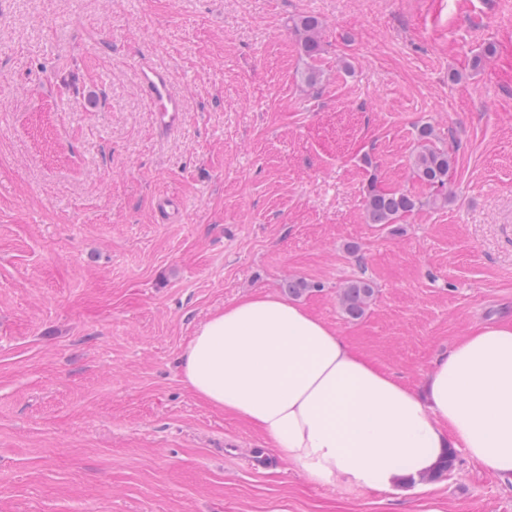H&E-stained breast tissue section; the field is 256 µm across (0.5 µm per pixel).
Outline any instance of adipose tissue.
Segmentation results:
<instances>
[{"instance_id": "ef3b65f1", "label": "adipose tissue", "mask_w": 512, "mask_h": 512, "mask_svg": "<svg viewBox=\"0 0 512 512\" xmlns=\"http://www.w3.org/2000/svg\"><path fill=\"white\" fill-rule=\"evenodd\" d=\"M181 367L197 397L259 428L312 482L388 490L452 449L512 479V325L473 327L418 392L297 303L253 295L199 325Z\"/></svg>"}]
</instances>
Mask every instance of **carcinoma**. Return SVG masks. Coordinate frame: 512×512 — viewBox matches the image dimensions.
I'll list each match as a JSON object with an SVG mask.
<instances>
[{
    "label": "carcinoma",
    "mask_w": 512,
    "mask_h": 512,
    "mask_svg": "<svg viewBox=\"0 0 512 512\" xmlns=\"http://www.w3.org/2000/svg\"><path fill=\"white\" fill-rule=\"evenodd\" d=\"M294 29L300 36V46L310 64L304 73V81L314 86L321 77L315 62L322 54L320 40L321 21L314 15H302L294 21ZM434 130L424 125L417 130L418 147L412 159V170L416 179L432 191L429 203L444 206L448 203V175L453 159L448 151L433 143ZM420 206L418 197L411 193L383 190L371 184L365 197V211L370 224H396L404 215ZM374 294L370 281L357 278L349 281L339 293L340 306L349 318L363 316Z\"/></svg>",
    "instance_id": "obj_1"
}]
</instances>
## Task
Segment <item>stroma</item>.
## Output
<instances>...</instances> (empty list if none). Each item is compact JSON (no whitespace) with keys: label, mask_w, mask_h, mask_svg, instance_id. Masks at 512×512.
Here are the masks:
<instances>
[{"label":"stroma","mask_w":512,"mask_h":512,"mask_svg":"<svg viewBox=\"0 0 512 512\" xmlns=\"http://www.w3.org/2000/svg\"><path fill=\"white\" fill-rule=\"evenodd\" d=\"M144 60L185 100L170 130ZM423 125L454 161L441 208L411 168ZM373 183L424 204L367 223ZM291 278L414 388L512 325V0H0V512H512L462 452L393 491L314 483L195 396V329ZM294 29L300 36V46L311 62L304 73V81L311 86L318 83L321 71L315 64L322 54L320 40L321 21L314 15H302L294 21ZM373 294L374 288L370 281L364 278L353 279L341 289L339 303L345 315L356 320L363 316Z\"/></svg>","instance_id":"obj_1"}]
</instances>
